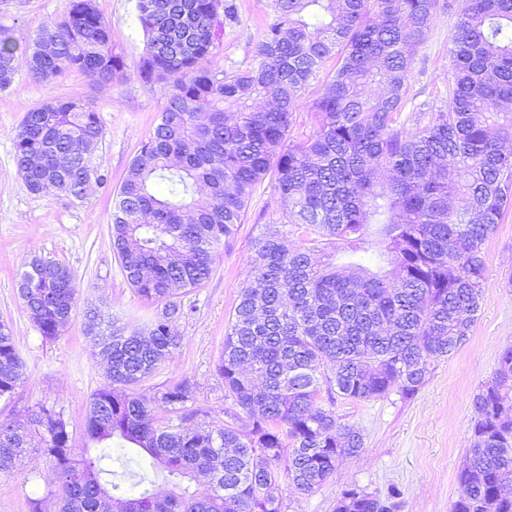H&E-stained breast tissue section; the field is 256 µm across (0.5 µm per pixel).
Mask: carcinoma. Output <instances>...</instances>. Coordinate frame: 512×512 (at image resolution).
I'll use <instances>...</instances> for the list:
<instances>
[{
	"label": "carcinoma",
	"mask_w": 512,
	"mask_h": 512,
	"mask_svg": "<svg viewBox=\"0 0 512 512\" xmlns=\"http://www.w3.org/2000/svg\"><path fill=\"white\" fill-rule=\"evenodd\" d=\"M274 20L244 66L208 68L234 0H137L146 37L140 74L164 98L112 208V250L141 298L159 307L147 332L114 328L101 355L112 389L92 395L81 453L63 415L45 405L0 424V473L28 448L52 458L61 512H282L280 477L299 494L327 483L363 437L336 397H414L432 361L468 340L485 288L483 247L512 208V0H273ZM455 17L448 108L400 122L420 44L438 12ZM24 68L36 82L68 71L97 85L120 78L111 23L93 0L20 47L0 28V90ZM320 85L300 120L301 92ZM99 112L75 100L28 110L15 160L34 194L86 195L106 181L92 164ZM454 167L459 180L445 176ZM378 170L386 182L373 180ZM286 220L254 241L217 372L223 423L183 379L135 392L180 345V295L207 282L217 248L243 223L265 180ZM347 258L336 266V255ZM45 337L70 321L72 271L33 257L17 282ZM25 362L0 323V397ZM326 389L330 407L317 402ZM469 462L451 512H512V347L472 398ZM118 442L147 459L93 445ZM163 475L171 491L154 492ZM208 479V492L191 481ZM400 492H341L335 512H396Z\"/></svg>",
	"instance_id": "carcinoma-1"
}]
</instances>
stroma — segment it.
Masks as SVG:
<instances>
[{
    "instance_id": "35a3bbf8",
    "label": "stroma",
    "mask_w": 512,
    "mask_h": 512,
    "mask_svg": "<svg viewBox=\"0 0 512 512\" xmlns=\"http://www.w3.org/2000/svg\"><path fill=\"white\" fill-rule=\"evenodd\" d=\"M240 22L226 29L224 46L210 57L213 68H229L249 58L273 18V0H235ZM112 24V46L125 60L123 75L100 87L71 71L47 81H33L18 70L11 85L0 90V322L10 326L26 362V380L0 398V423L26 422L31 409L46 405L61 412L75 445H82L93 393L111 388L99 339L87 333L85 314L99 308L117 326L145 328L153 307L126 282L112 250V197L141 142L156 125L164 99L158 87L140 78L143 33L136 20V0H95ZM69 0H0V26L11 29L26 45L39 29L61 19ZM453 16L438 14L419 48L408 101L407 123H429L448 107L449 45ZM56 99L91 104L99 112L104 137L93 163L107 176L85 199L34 195L14 159L15 135L27 110ZM285 206L270 184L254 194L237 236L218 249L215 271L199 288L182 298L187 316L178 319L180 347L139 393L153 395L170 384L190 379L196 404L210 420L224 418V381L216 367L224 330L238 302L254 240ZM485 281L481 308L468 341L454 355L438 360L425 385L410 399L390 394L355 402L337 399L342 423L355 426L364 446L339 462L335 477L309 495L282 489L283 512H334L343 489L359 487L386 494L401 492L399 512H450L458 496V474L470 446L473 394L492 380L498 358L512 346V211L485 243ZM66 265L77 277L76 304L60 335L47 338L30 320L18 295L17 276L32 256ZM51 473L41 449H27L10 472L0 475V512H30L29 497L45 496L44 512H58L56 498L46 497Z\"/></svg>"
}]
</instances>
